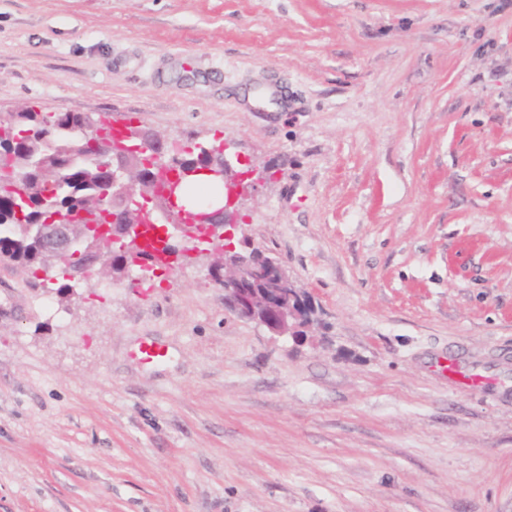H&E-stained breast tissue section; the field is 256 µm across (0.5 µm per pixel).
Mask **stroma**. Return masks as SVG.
<instances>
[{"label": "stroma", "mask_w": 512, "mask_h": 512, "mask_svg": "<svg viewBox=\"0 0 512 512\" xmlns=\"http://www.w3.org/2000/svg\"><path fill=\"white\" fill-rule=\"evenodd\" d=\"M29 105L225 142L315 315L0 262V512H512V0H0Z\"/></svg>", "instance_id": "obj_1"}]
</instances>
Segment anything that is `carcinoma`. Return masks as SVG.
Returning a JSON list of instances; mask_svg holds the SVG:
<instances>
[{"instance_id":"obj_1","label":"carcinoma","mask_w":512,"mask_h":512,"mask_svg":"<svg viewBox=\"0 0 512 512\" xmlns=\"http://www.w3.org/2000/svg\"><path fill=\"white\" fill-rule=\"evenodd\" d=\"M104 122L89 114H47L23 107L0 112V257L30 268L42 266V256L29 244V226L61 211L104 207L99 195L110 172L103 155L112 142L103 134ZM125 141L126 190L119 204L134 206L153 195L159 172L224 166L218 146L200 145L191 152L164 153V142L154 133L130 129ZM86 255L62 263L64 273L87 260L101 259L98 268L123 272L112 266V255L93 242Z\"/></svg>"}]
</instances>
